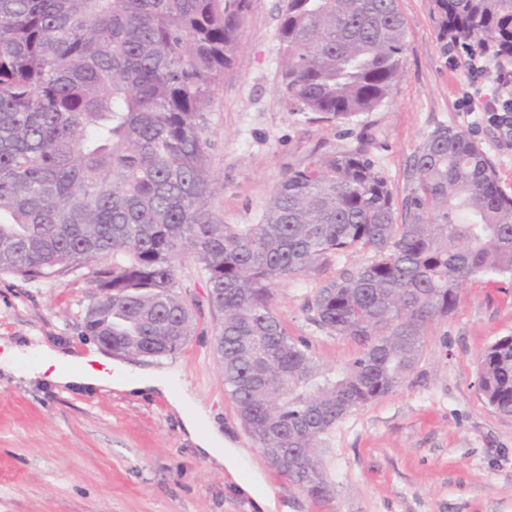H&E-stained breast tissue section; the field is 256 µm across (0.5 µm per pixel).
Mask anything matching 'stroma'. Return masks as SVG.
Segmentation results:
<instances>
[{
    "instance_id": "obj_1",
    "label": "stroma",
    "mask_w": 512,
    "mask_h": 512,
    "mask_svg": "<svg viewBox=\"0 0 512 512\" xmlns=\"http://www.w3.org/2000/svg\"><path fill=\"white\" fill-rule=\"evenodd\" d=\"M407 23L404 76L390 97L347 122L290 112L282 93L279 27L284 0H251L242 48L206 114L213 172L223 188L211 209L228 224L258 223L282 174L314 154L362 149L395 201L410 183V161L437 126L470 132L512 195V135L462 98L478 91L512 97L492 81L473 83L464 53H443L431 0H398ZM361 252L333 257L317 273L281 282L273 307L290 336L309 341L336 370L357 344L321 331L308 302L324 282L354 272ZM179 293L195 331L173 356L152 361L172 372L216 427L242 448L238 475L215 469L158 393L114 388L62 390L0 373V512H254L240 481L265 473L289 512H512V417L478 390L490 343L512 334V280L463 284L457 307L425 331L416 368L391 393L356 407L324 436L319 455L333 493L313 499L270 466L224 389L214 342L221 322L191 261L178 268ZM91 299L84 271L52 282L0 273V342H42L86 356L99 344L82 316Z\"/></svg>"
}]
</instances>
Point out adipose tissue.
Wrapping results in <instances>:
<instances>
[{
    "instance_id": "obj_1",
    "label": "adipose tissue",
    "mask_w": 512,
    "mask_h": 512,
    "mask_svg": "<svg viewBox=\"0 0 512 512\" xmlns=\"http://www.w3.org/2000/svg\"><path fill=\"white\" fill-rule=\"evenodd\" d=\"M0 368L12 373L21 371L28 377H40L61 388L91 390L114 386L128 391L159 392L177 412H181L190 399L187 390H173L170 376L133 367L116 372L106 357L99 355L90 362L72 356L67 350L43 344L12 348L0 356ZM182 422L201 455L223 466L229 473H237L242 451L218 433L205 408L184 416Z\"/></svg>"
}]
</instances>
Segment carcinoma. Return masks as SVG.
Returning <instances> with one entry per match:
<instances>
[{
  "instance_id": "obj_1",
  "label": "carcinoma",
  "mask_w": 512,
  "mask_h": 512,
  "mask_svg": "<svg viewBox=\"0 0 512 512\" xmlns=\"http://www.w3.org/2000/svg\"><path fill=\"white\" fill-rule=\"evenodd\" d=\"M250 0H0V273L50 281L88 269L91 302L112 289V352L151 359L182 348L193 313L178 266L193 260L222 314L215 354L256 446L305 454L352 409L398 387L428 324L461 285L512 278V195L481 145L439 125L412 157L396 219L362 150L288 170L256 224H226L205 114L240 49ZM453 44L512 61V0H433ZM279 36L292 112L349 121L403 75L398 0H285ZM372 255L308 301L313 322L359 345L339 370L286 331L273 287L335 255ZM478 387L512 416V335L491 343ZM314 499L332 491L317 452L277 468Z\"/></svg>"
}]
</instances>
